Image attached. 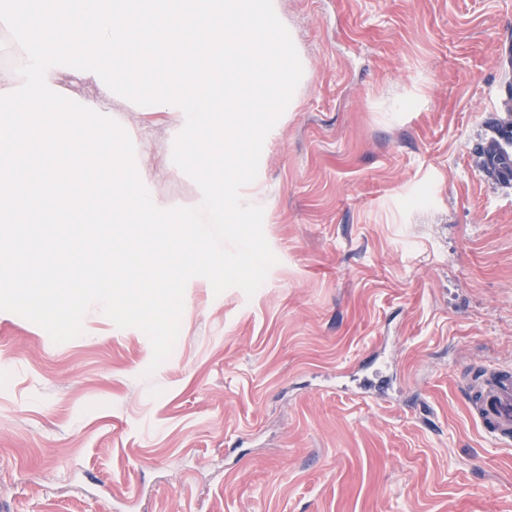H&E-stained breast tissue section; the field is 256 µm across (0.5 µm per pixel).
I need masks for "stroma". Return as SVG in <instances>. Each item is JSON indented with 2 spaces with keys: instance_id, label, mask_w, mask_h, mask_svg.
I'll return each instance as SVG.
<instances>
[{
  "instance_id": "obj_1",
  "label": "stroma",
  "mask_w": 512,
  "mask_h": 512,
  "mask_svg": "<svg viewBox=\"0 0 512 512\" xmlns=\"http://www.w3.org/2000/svg\"><path fill=\"white\" fill-rule=\"evenodd\" d=\"M303 76L245 202L253 296L184 291L156 371L100 306L53 343L0 311L9 512H512V446L460 375L512 366V187L474 148L512 96V0H278ZM151 196L192 207L178 114L109 102Z\"/></svg>"
}]
</instances>
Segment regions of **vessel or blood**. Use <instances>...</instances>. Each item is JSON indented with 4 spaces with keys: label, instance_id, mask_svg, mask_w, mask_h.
<instances>
[{
    "label": "vessel or blood",
    "instance_id": "1",
    "mask_svg": "<svg viewBox=\"0 0 512 512\" xmlns=\"http://www.w3.org/2000/svg\"><path fill=\"white\" fill-rule=\"evenodd\" d=\"M469 414L485 437L512 444V367L485 369L476 378L463 377Z\"/></svg>",
    "mask_w": 512,
    "mask_h": 512
}]
</instances>
